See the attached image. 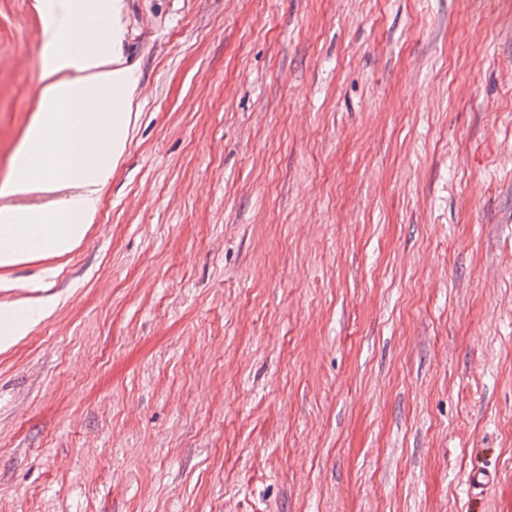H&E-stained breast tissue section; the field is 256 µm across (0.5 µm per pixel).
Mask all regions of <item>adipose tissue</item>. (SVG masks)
<instances>
[{
    "label": "adipose tissue",
    "instance_id": "ef3b65f1",
    "mask_svg": "<svg viewBox=\"0 0 512 512\" xmlns=\"http://www.w3.org/2000/svg\"><path fill=\"white\" fill-rule=\"evenodd\" d=\"M123 0H37L42 30L39 108L12 177L0 185V267L77 247L94 220L99 185L124 150L139 78L122 62ZM56 195L50 207L15 206ZM41 304L0 305V350L29 333Z\"/></svg>",
    "mask_w": 512,
    "mask_h": 512
}]
</instances>
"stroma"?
<instances>
[{
	"label": "stroma",
	"mask_w": 512,
	"mask_h": 512,
	"mask_svg": "<svg viewBox=\"0 0 512 512\" xmlns=\"http://www.w3.org/2000/svg\"><path fill=\"white\" fill-rule=\"evenodd\" d=\"M35 3L0 0V183ZM121 24L95 221L0 267V304L54 303L0 352V512H512V0Z\"/></svg>",
	"instance_id": "35a3bbf8"
}]
</instances>
